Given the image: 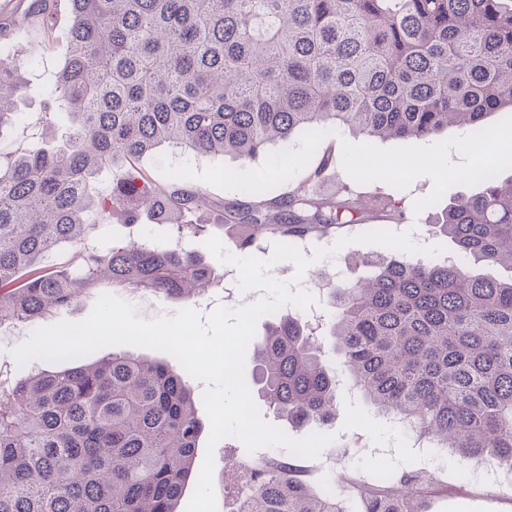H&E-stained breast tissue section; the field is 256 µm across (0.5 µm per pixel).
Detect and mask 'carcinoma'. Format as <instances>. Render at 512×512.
<instances>
[{
    "label": "carcinoma",
    "instance_id": "obj_1",
    "mask_svg": "<svg viewBox=\"0 0 512 512\" xmlns=\"http://www.w3.org/2000/svg\"><path fill=\"white\" fill-rule=\"evenodd\" d=\"M11 20L52 37L59 0ZM68 56L45 104L65 114L58 147L0 141V324H46L103 280L190 303L214 269L183 238L213 227L245 252L329 237L365 220L359 195L241 190L216 205L181 173L154 183L139 161L162 145L253 161L269 146L340 126L371 138L428 139L448 126L482 131L512 108L508 0H66ZM28 85L0 60V133L21 120ZM112 174V193L95 180ZM480 190L448 204L434 233L458 253L432 260L364 256L366 276L330 285L318 332L271 317L254 346L249 389L285 424H325L338 379L334 351L360 398L426 435L459 468L492 458L512 469V279L471 276L462 259L512 265V180L491 168ZM178 230L164 245L98 243L112 211ZM223 223H184L200 210ZM94 214V223L86 220ZM76 249L75 266L52 264ZM202 431L185 372L120 346L89 365L0 378V512H177ZM297 461L259 464L240 512H349L298 476ZM407 470L393 472L405 512Z\"/></svg>",
    "mask_w": 512,
    "mask_h": 512
}]
</instances>
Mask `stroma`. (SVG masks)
<instances>
[{
	"label": "stroma",
	"mask_w": 512,
	"mask_h": 512,
	"mask_svg": "<svg viewBox=\"0 0 512 512\" xmlns=\"http://www.w3.org/2000/svg\"><path fill=\"white\" fill-rule=\"evenodd\" d=\"M70 15L65 5H58L53 18L52 43L30 35L18 42L19 53L9 59L22 70L30 83V92L20 106L25 119L22 124L5 132L6 143L31 141L38 132L40 120H47L46 138L52 142L64 139L67 124L45 119L43 98L55 83L57 72L67 56V30ZM37 58L36 66H28V58ZM336 157V168L323 180L314 183V190L325 194H340L344 190L380 199L387 195L401 199L406 215L402 232L410 237H423L426 245H435L429 233L430 225L440 223L453 199L478 191L471 174L482 167L495 168L500 180L512 179V110L504 109L489 115L480 135H473L452 126L427 141L379 140L346 129L332 130L316 137H299L288 152L271 148L256 160L242 162L229 157L206 159L172 154L163 146L145 157L141 167L156 182L170 180L180 168L188 169L194 180L205 186L215 200L235 199L240 188L275 186L280 190L305 180L318 164L324 152ZM389 247L352 243L323 259L313 261L303 276H296L292 263L275 265L271 273L282 281H297L299 288L311 290L319 275L344 279L345 266L353 255L389 254ZM99 286L83 294L79 300L59 312V319L80 321L87 318L100 295L110 292ZM115 296L133 305L144 319L175 315L182 302L149 292H132L123 288L112 290ZM32 323L0 325V367L22 376L37 371H59L70 367V360L56 362L34 360L18 365L11 355L14 347L23 343L33 331ZM310 432L332 435V442L323 453L330 456V465L320 459H304V475L314 486H328L348 491L350 505H357L353 489L359 480L374 471L377 464L391 470H415L421 460L409 446L408 437L397 426L379 419L371 407L359 400L342 398L335 418L323 425L313 424ZM367 443L371 451L357 453L356 441ZM433 466L442 470V477L433 497V512H512V487H485L477 470L460 471L455 460L446 454L437 456Z\"/></svg>",
	"instance_id": "stroma-1"
}]
</instances>
